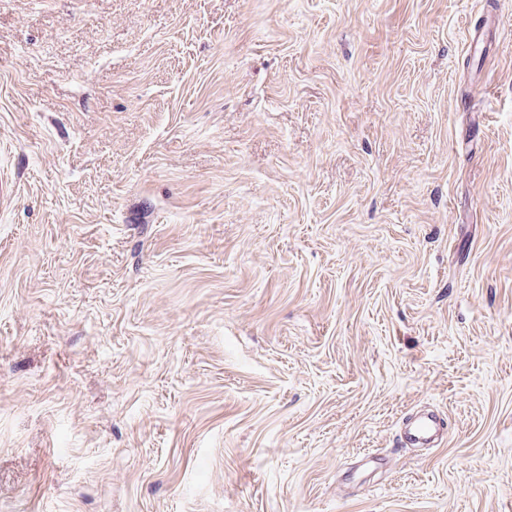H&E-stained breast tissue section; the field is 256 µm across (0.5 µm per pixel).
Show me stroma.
Returning a JSON list of instances; mask_svg holds the SVG:
<instances>
[{
  "label": "stroma",
  "instance_id": "stroma-1",
  "mask_svg": "<svg viewBox=\"0 0 512 512\" xmlns=\"http://www.w3.org/2000/svg\"><path fill=\"white\" fill-rule=\"evenodd\" d=\"M0 170V512H512V0H0ZM446 431L444 417L435 411L415 416L400 435V442L404 446H425L431 441L441 438Z\"/></svg>",
  "mask_w": 512,
  "mask_h": 512
}]
</instances>
